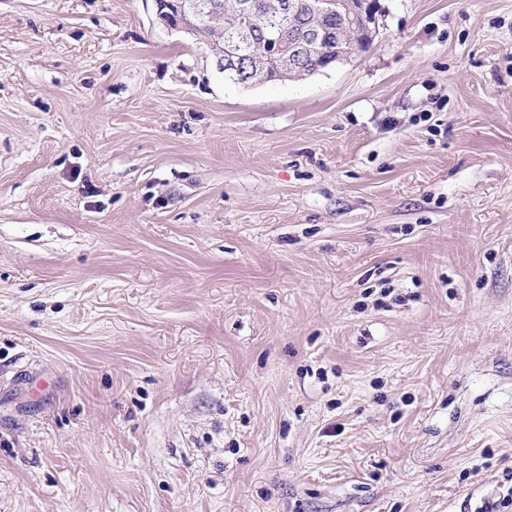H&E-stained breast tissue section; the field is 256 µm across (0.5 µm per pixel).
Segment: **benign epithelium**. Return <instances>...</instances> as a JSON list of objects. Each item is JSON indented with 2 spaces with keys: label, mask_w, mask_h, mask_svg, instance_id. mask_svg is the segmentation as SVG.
Listing matches in <instances>:
<instances>
[{
  "label": "benign epithelium",
  "mask_w": 512,
  "mask_h": 512,
  "mask_svg": "<svg viewBox=\"0 0 512 512\" xmlns=\"http://www.w3.org/2000/svg\"><path fill=\"white\" fill-rule=\"evenodd\" d=\"M154 2L159 20L172 29L210 35L214 24L222 22L221 37L213 41L215 55L224 62V75L244 84L266 81L272 72L279 79H288L302 61L320 54L328 42L350 46L365 37L373 39L385 13L380 0H235L228 11L221 0ZM258 10L264 17L275 19L268 25L270 32L288 27L292 33L288 45L272 35L254 44L251 31L241 20ZM334 15L344 20L334 25L315 21Z\"/></svg>",
  "instance_id": "obj_1"
}]
</instances>
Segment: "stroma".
I'll return each mask as SVG.
<instances>
[{"label": "stroma", "mask_w": 512, "mask_h": 512, "mask_svg": "<svg viewBox=\"0 0 512 512\" xmlns=\"http://www.w3.org/2000/svg\"><path fill=\"white\" fill-rule=\"evenodd\" d=\"M227 81L153 0H0V512H498L512 0Z\"/></svg>", "instance_id": "obj_1"}]
</instances>
